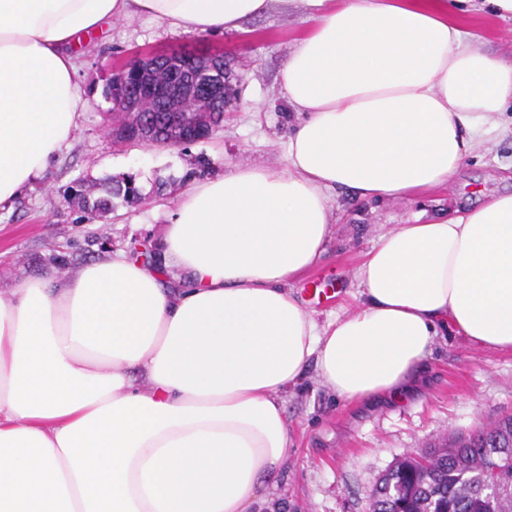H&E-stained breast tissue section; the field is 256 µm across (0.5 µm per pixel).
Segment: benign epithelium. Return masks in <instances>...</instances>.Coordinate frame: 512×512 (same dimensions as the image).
<instances>
[{
	"instance_id": "1",
	"label": "benign epithelium",
	"mask_w": 512,
	"mask_h": 512,
	"mask_svg": "<svg viewBox=\"0 0 512 512\" xmlns=\"http://www.w3.org/2000/svg\"><path fill=\"white\" fill-rule=\"evenodd\" d=\"M164 66L155 61V54L140 53L132 57L128 67L134 68L143 82L136 85L133 95L125 96L121 107L113 111L114 131L129 125V119L138 112H152L158 100L172 104L171 112H185L196 116L218 111V105L227 98L230 87L225 57L217 55L204 69L196 65V57L184 53L161 55Z\"/></svg>"
}]
</instances>
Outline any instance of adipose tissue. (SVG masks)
I'll return each mask as SVG.
<instances>
[{
  "instance_id": "ef3b65f1",
  "label": "adipose tissue",
  "mask_w": 512,
  "mask_h": 512,
  "mask_svg": "<svg viewBox=\"0 0 512 512\" xmlns=\"http://www.w3.org/2000/svg\"><path fill=\"white\" fill-rule=\"evenodd\" d=\"M276 1L0 0V208L69 146L104 22L221 34ZM305 2L280 69L289 166L188 192L161 248L189 287L117 251L0 296V512H263L308 370L345 402L400 401L441 331L512 349V192L382 231L353 314L318 322L290 290L325 251L331 191L410 200L512 134V59L464 25L471 0Z\"/></svg>"
}]
</instances>
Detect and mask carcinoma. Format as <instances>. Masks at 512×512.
<instances>
[{"mask_svg":"<svg viewBox=\"0 0 512 512\" xmlns=\"http://www.w3.org/2000/svg\"><path fill=\"white\" fill-rule=\"evenodd\" d=\"M173 118L159 110L149 114L154 139L175 137ZM220 126L218 112L195 124L201 140ZM101 191L97 198L82 192L71 199L81 203L91 220L111 214L115 199L127 204L142 199L130 180L109 179ZM369 512H512V414L489 427L438 440L417 456L398 459L375 485Z\"/></svg>","mask_w":512,"mask_h":512,"instance_id":"obj_1","label":"carcinoma"}]
</instances>
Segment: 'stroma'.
<instances>
[{"instance_id":"stroma-1","label":"stroma","mask_w":512,"mask_h":512,"mask_svg":"<svg viewBox=\"0 0 512 512\" xmlns=\"http://www.w3.org/2000/svg\"><path fill=\"white\" fill-rule=\"evenodd\" d=\"M314 21L304 0L243 22L241 30L194 34L139 15L116 20L91 36L79 78L87 105L68 151L33 190L0 210V292L52 267L64 274L137 239L161 240L169 214L195 185L244 166L287 170V140L297 115L280 89V68ZM483 50L512 57V20L469 14ZM221 53L239 80L221 128L207 140L174 149L122 146L112 140L105 90L113 68L135 52ZM512 138L477 146L448 185L419 200L351 202L332 194L334 211L325 253L292 285L302 307L319 319L354 310L355 269L378 234L419 216L470 206L507 189ZM134 179L144 200L117 203L102 220L89 219L64 194L73 182L97 189L107 179ZM163 181L154 192L155 181ZM295 443L274 491L276 512H368L378 478L397 459L424 452L439 438L468 432L512 413V349L480 347L452 333L437 337L417 390L405 401L350 405L323 388L315 371L285 396Z\"/></svg>"}]
</instances>
